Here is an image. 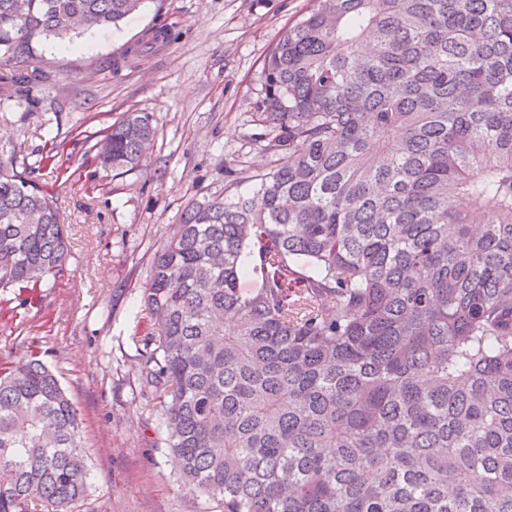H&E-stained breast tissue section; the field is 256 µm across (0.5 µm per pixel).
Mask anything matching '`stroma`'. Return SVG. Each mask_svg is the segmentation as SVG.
I'll list each match as a JSON object with an SVG mask.
<instances>
[{"mask_svg":"<svg viewBox=\"0 0 512 512\" xmlns=\"http://www.w3.org/2000/svg\"><path fill=\"white\" fill-rule=\"evenodd\" d=\"M310 0H145L117 27L36 45L30 100L9 96L0 68V152L35 163L50 139L62 169L34 177L53 195L70 256L34 299L0 288V368L29 356L58 377L82 422L89 492L75 512H206L162 446L161 411L135 366L155 332L143 304L153 255L192 204L248 187L274 158L252 145L260 71L282 30ZM133 63L122 53L150 31ZM126 112L157 131L138 168L115 175L86 153Z\"/></svg>","mask_w":512,"mask_h":512,"instance_id":"35a3bbf8","label":"stroma"}]
</instances>
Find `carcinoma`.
<instances>
[{
	"label": "carcinoma",
	"instance_id": "obj_1",
	"mask_svg": "<svg viewBox=\"0 0 512 512\" xmlns=\"http://www.w3.org/2000/svg\"><path fill=\"white\" fill-rule=\"evenodd\" d=\"M142 3L0 0L15 94L72 18ZM260 81L277 165L188 208L144 289L136 375L180 478L221 512H512V0H311ZM155 136L129 112L96 159L130 172ZM32 173L0 158V288L31 295L68 259ZM88 479L54 373L0 370V512H68Z\"/></svg>",
	"mask_w": 512,
	"mask_h": 512
}]
</instances>
